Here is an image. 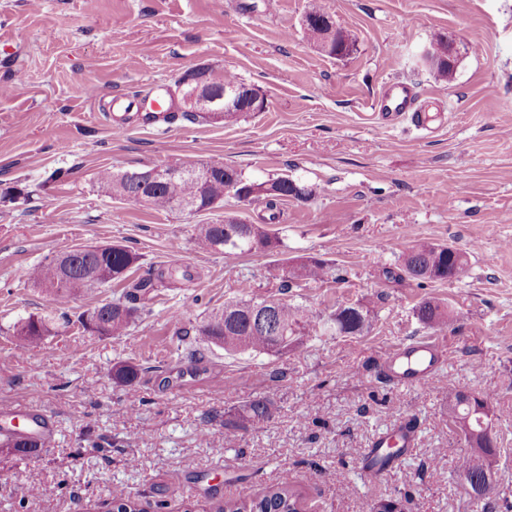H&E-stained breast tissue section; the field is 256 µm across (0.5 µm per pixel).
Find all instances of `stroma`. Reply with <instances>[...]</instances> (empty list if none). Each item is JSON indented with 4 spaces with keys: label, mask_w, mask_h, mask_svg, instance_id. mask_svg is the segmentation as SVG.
<instances>
[{
    "label": "stroma",
    "mask_w": 512,
    "mask_h": 512,
    "mask_svg": "<svg viewBox=\"0 0 512 512\" xmlns=\"http://www.w3.org/2000/svg\"><path fill=\"white\" fill-rule=\"evenodd\" d=\"M351 53L318 50L310 0H0V426L32 404L52 428L27 457L0 447V512H105L115 490L150 512L207 507L211 495H256L290 474L305 512H467L455 469L464 440L436 391L383 376L397 346L433 335L416 313L438 302L450 320L438 372L448 390L491 397L493 477L512 503V0H321ZM455 47L440 82L425 52ZM232 71L266 98L236 122L149 123L113 108L165 97L177 77ZM399 80L434 97L428 130L381 124L373 104ZM127 127L114 136L112 124ZM223 162L252 181L287 177L308 199L224 202L196 213L117 200L97 175ZM267 223L280 245L246 255L197 248L195 228L225 216ZM422 240L463 252L447 282L392 279ZM125 245L130 280L179 264L151 289L126 334L81 316L122 297L109 283L60 304L29 269L79 245ZM325 261L323 279L284 287L286 264ZM273 296L328 318L356 305L363 333L318 331L288 352L235 354L199 330L225 302ZM51 316L32 342L15 333ZM141 370L134 387L113 378ZM268 420L228 429L248 401ZM411 423L415 441L382 473L376 439Z\"/></svg>",
    "instance_id": "obj_1"
}]
</instances>
